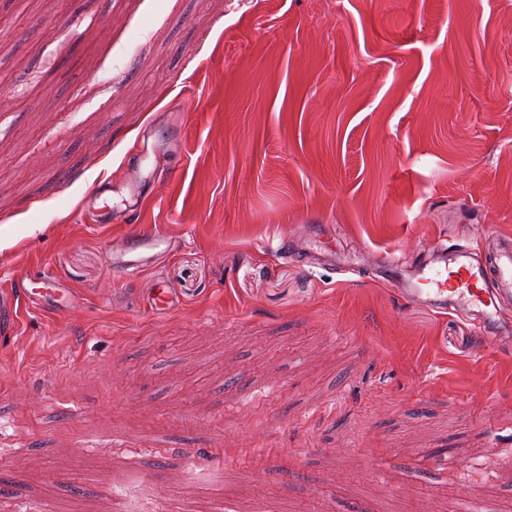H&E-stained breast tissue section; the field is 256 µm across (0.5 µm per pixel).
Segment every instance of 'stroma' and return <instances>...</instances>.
<instances>
[{"instance_id": "stroma-1", "label": "stroma", "mask_w": 512, "mask_h": 512, "mask_svg": "<svg viewBox=\"0 0 512 512\" xmlns=\"http://www.w3.org/2000/svg\"><path fill=\"white\" fill-rule=\"evenodd\" d=\"M499 234L512 0H0V287L74 295L0 334V512H512V350L376 278ZM169 248L170 240L159 230L139 234L126 250L112 254V265L126 275H131L152 266Z\"/></svg>"}]
</instances>
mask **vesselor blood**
I'll use <instances>...</instances> for the list:
<instances>
[{
	"instance_id": "vessel-or-blood-1",
	"label": "vessel or blood",
	"mask_w": 512,
	"mask_h": 512,
	"mask_svg": "<svg viewBox=\"0 0 512 512\" xmlns=\"http://www.w3.org/2000/svg\"><path fill=\"white\" fill-rule=\"evenodd\" d=\"M169 248L167 236L156 230L134 237L131 246L113 254L111 261L114 267L130 275L152 266ZM401 264L400 258L393 257L384 265L385 275H397L401 299L444 314L457 309L458 295H467L469 305L478 309L475 319L479 341H512V320L502 314L504 299L512 297V238L505 237L499 242L493 258L496 285L492 288L485 285L480 263L463 248L442 244L434 248L432 260L414 269L402 270ZM44 283L43 292L37 296V304L44 311L54 310L60 299L71 295L70 289L55 279L45 278ZM28 294L25 288L0 290V332H14L20 300Z\"/></svg>"
}]
</instances>
